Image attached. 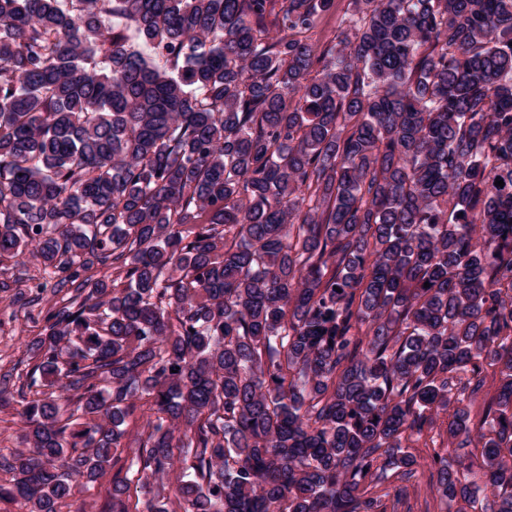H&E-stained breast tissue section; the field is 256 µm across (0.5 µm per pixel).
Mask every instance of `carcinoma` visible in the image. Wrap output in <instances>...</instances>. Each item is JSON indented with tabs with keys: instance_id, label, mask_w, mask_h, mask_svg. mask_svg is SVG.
<instances>
[{
	"instance_id": "cac0c4a2",
	"label": "carcinoma",
	"mask_w": 512,
	"mask_h": 512,
	"mask_svg": "<svg viewBox=\"0 0 512 512\" xmlns=\"http://www.w3.org/2000/svg\"><path fill=\"white\" fill-rule=\"evenodd\" d=\"M334 6L0 0V291L68 290L17 512H385L447 412L432 489L512 512V0ZM336 7L320 16L315 28L316 37L332 36L339 29L341 18L347 7L348 0H335ZM120 463L111 468L106 478L95 484L94 487H88L83 490L76 498L70 502V506L63 508L64 512H105L107 503L112 494V477L117 471Z\"/></svg>"
}]
</instances>
